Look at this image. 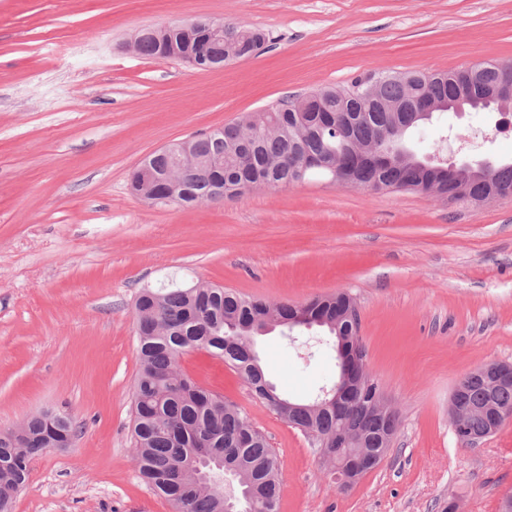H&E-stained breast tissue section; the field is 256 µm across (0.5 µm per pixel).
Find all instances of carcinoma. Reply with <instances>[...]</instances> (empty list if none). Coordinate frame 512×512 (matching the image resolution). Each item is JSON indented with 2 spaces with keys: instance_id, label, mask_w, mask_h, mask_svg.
I'll use <instances>...</instances> for the list:
<instances>
[{
  "instance_id": "1",
  "label": "carcinoma",
  "mask_w": 512,
  "mask_h": 512,
  "mask_svg": "<svg viewBox=\"0 0 512 512\" xmlns=\"http://www.w3.org/2000/svg\"><path fill=\"white\" fill-rule=\"evenodd\" d=\"M269 42V36L241 23L224 24V38L211 41L212 58L226 55L228 43L237 42L239 55L252 52V41ZM137 53L166 59V44L153 35L138 43ZM500 63L484 61L455 71L428 73H366L341 89L321 88L289 96L269 112L248 115L226 125L223 131L191 141L192 152L204 164L219 163L205 177L190 182L179 206L214 202L220 181L238 197L253 188L299 182L296 166L306 159L346 158L354 147L375 150L359 159L356 176L361 187L401 190L407 184L429 187L448 180V164L415 155L416 161L399 160V144L383 139L384 128L400 119L386 112L426 96L448 100L456 94V81L473 72L469 98L473 109L487 104L480 85L495 78ZM492 179L512 190V161L498 162ZM139 368L133 390V439L138 478L154 494L173 506L174 512H229L234 503L242 512L259 509L278 512L280 462L265 436L248 417L224 397L180 370L179 360L190 350H205L234 368L255 393L281 418L305 432L323 453L333 452L334 472L356 477L354 463L368 467L384 456L389 446L379 431L384 416L373 404L383 398L380 386L369 379L357 400L339 410L312 412L313 398L292 399L293 414L279 405L282 395L266 379L261 360L252 357V340L259 330L281 327L284 336L319 327L328 336L323 346L336 350L339 340L362 345L360 320L354 300L346 293L313 298L302 304L271 303L245 297L222 287L183 288L171 284L143 289L134 307ZM460 400L472 407L464 428L455 433H488V413L512 419V376L491 383L480 371L459 381ZM58 427L75 439L79 426L65 411H56ZM44 413L30 417L12 437L0 433V512H11L13 500L26 485L32 460L48 448H57Z\"/></svg>"
}]
</instances>
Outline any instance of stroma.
<instances>
[{
  "label": "stroma",
  "instance_id": "obj_1",
  "mask_svg": "<svg viewBox=\"0 0 512 512\" xmlns=\"http://www.w3.org/2000/svg\"><path fill=\"white\" fill-rule=\"evenodd\" d=\"M242 22L271 40L215 70L133 51L146 27ZM512 64V0H0V431L47 407L81 425L31 463L13 512H171L137 477L134 303L176 280L302 303H357L368 372L400 424L379 466L339 491L308 436L203 351L181 359L237 404L281 464L280 512H497L512 491V420L472 446L448 415L469 371L512 364V197L482 204L371 192L315 176L190 209L128 186L166 144L289 94L364 72ZM496 112L425 126L473 159L512 158ZM278 392L308 396L336 372L325 348L258 337Z\"/></svg>",
  "mask_w": 512,
  "mask_h": 512
}]
</instances>
